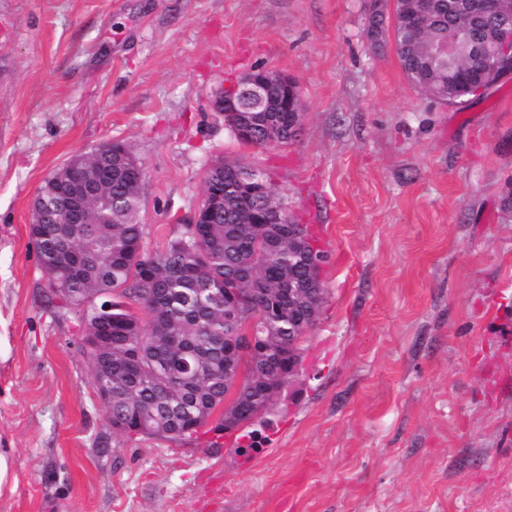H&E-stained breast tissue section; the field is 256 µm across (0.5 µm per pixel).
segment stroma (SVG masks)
Wrapping results in <instances>:
<instances>
[{
	"label": "stroma",
	"mask_w": 512,
	"mask_h": 512,
	"mask_svg": "<svg viewBox=\"0 0 512 512\" xmlns=\"http://www.w3.org/2000/svg\"><path fill=\"white\" fill-rule=\"evenodd\" d=\"M367 0H0V512H512V76L465 109L368 38ZM254 67L301 131L240 142L213 107ZM128 145L147 252L216 161L264 171L327 251L298 376L251 425L113 433L77 316L48 305L32 200Z\"/></svg>",
	"instance_id": "1"
}]
</instances>
